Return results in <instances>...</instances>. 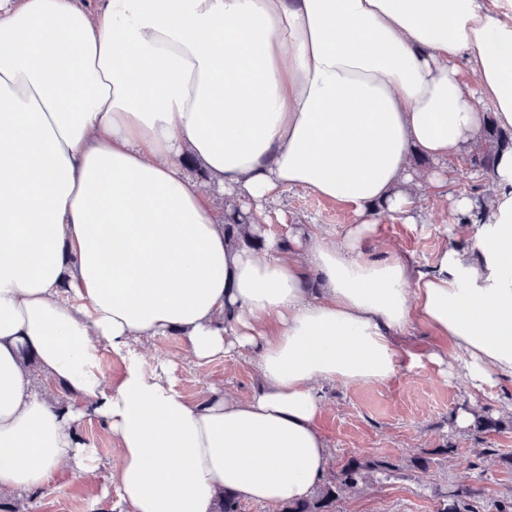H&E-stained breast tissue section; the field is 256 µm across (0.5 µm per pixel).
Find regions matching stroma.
<instances>
[{
  "instance_id": "stroma-1",
  "label": "stroma",
  "mask_w": 512,
  "mask_h": 512,
  "mask_svg": "<svg viewBox=\"0 0 512 512\" xmlns=\"http://www.w3.org/2000/svg\"><path fill=\"white\" fill-rule=\"evenodd\" d=\"M442 168L448 178L445 198L421 189L413 217L385 215L379 224L384 244L409 253L424 270L433 265L442 247L469 245L458 233L455 199H484L489 193L486 174L469 168L463 156L449 157ZM267 215L266 232L281 238L293 226L339 235L352 222L348 204L324 199L304 188L284 191L268 203ZM399 342L414 354L412 365L402 367L382 384L325 385L319 427L333 462L361 455L406 461L426 453L430 463L427 468L404 469L388 477L373 475L360 493L342 501L341 512H437L435 489L458 484L481 489V496L470 502L472 512H486L494 500L512 499V469L502 463L512 455V380L473 387L459 377L448 339L421 324H413ZM434 352L444 357V364L431 361ZM162 360L173 363L175 385L191 400L211 387L246 397L258 386L249 354L235 353L199 364L189 357L184 338L176 332L154 337L142 346L145 371H153ZM481 407L491 409L504 424L480 438L469 427L459 425L458 418L464 409ZM78 433L102 461V468L90 480L65 469L57 471L41 493L25 497L26 512H113L119 492L104 463L117 454L114 442L93 418L84 420ZM449 443L476 459V468H465L456 459L438 455V448Z\"/></svg>"
}]
</instances>
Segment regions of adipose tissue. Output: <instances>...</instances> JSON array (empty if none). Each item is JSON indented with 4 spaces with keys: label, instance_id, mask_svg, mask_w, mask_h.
I'll return each mask as SVG.
<instances>
[{
    "label": "adipose tissue",
    "instance_id": "adipose-tissue-1",
    "mask_svg": "<svg viewBox=\"0 0 512 512\" xmlns=\"http://www.w3.org/2000/svg\"><path fill=\"white\" fill-rule=\"evenodd\" d=\"M489 115L512 128V0H0V495L94 474L92 417L120 512L306 498L322 386L391 379L416 322L464 378L512 379V150L486 206L455 202L481 212L470 249L426 273L371 252L381 214L443 192L413 156L471 149ZM295 187L353 224L250 246ZM219 192L256 218L241 240ZM172 330L199 363L250 352L257 390L190 400L167 363L145 371L140 347ZM77 433L85 440L86 446L92 448L94 457L101 463H106L116 456L118 449L115 448L111 436L98 420L85 419Z\"/></svg>",
    "mask_w": 512,
    "mask_h": 512
}]
</instances>
